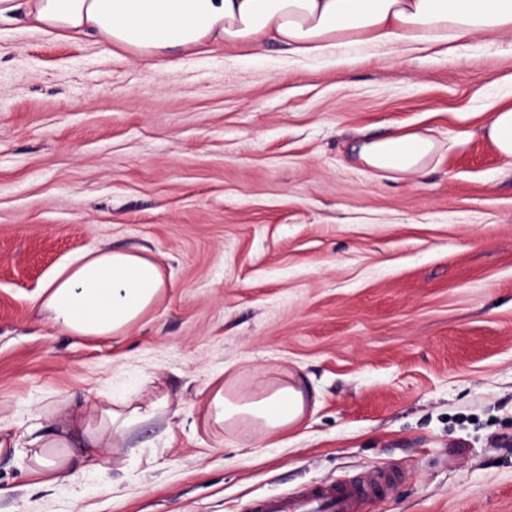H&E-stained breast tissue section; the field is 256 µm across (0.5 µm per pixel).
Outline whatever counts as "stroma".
<instances>
[{
    "label": "stroma",
    "mask_w": 512,
    "mask_h": 512,
    "mask_svg": "<svg viewBox=\"0 0 512 512\" xmlns=\"http://www.w3.org/2000/svg\"><path fill=\"white\" fill-rule=\"evenodd\" d=\"M355 56L150 61L0 22V416L170 401L124 447L73 438L79 495L1 457L0 512H243L378 461L401 482L365 512H512V159L482 131L512 103V34ZM405 131L441 144L421 175L358 161ZM103 244L155 256L165 293L120 337L35 315ZM267 379L304 391L297 427L206 423L211 383Z\"/></svg>",
    "instance_id": "stroma-1"
}]
</instances>
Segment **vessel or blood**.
<instances>
[{
    "mask_svg": "<svg viewBox=\"0 0 512 512\" xmlns=\"http://www.w3.org/2000/svg\"><path fill=\"white\" fill-rule=\"evenodd\" d=\"M396 481L387 465H372L357 478L310 484L274 497L251 500L247 512H364L367 501Z\"/></svg>",
    "mask_w": 512,
    "mask_h": 512,
    "instance_id": "vessel-or-blood-1",
    "label": "vessel or blood"
}]
</instances>
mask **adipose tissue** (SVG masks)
Listing matches in <instances>:
<instances>
[{
    "instance_id": "obj_1",
    "label": "adipose tissue",
    "mask_w": 512,
    "mask_h": 512,
    "mask_svg": "<svg viewBox=\"0 0 512 512\" xmlns=\"http://www.w3.org/2000/svg\"><path fill=\"white\" fill-rule=\"evenodd\" d=\"M31 24L46 34L69 31L151 58L174 48L252 45L272 38L309 59L343 60L362 46L399 44L414 52L451 38L512 33V0H0V22ZM439 149L422 132L389 134L356 147L367 167L400 177L422 174ZM166 288L162 268L143 250L98 247L62 266L35 300L39 312L74 336L124 334ZM167 396L105 402L67 398L56 408L58 430L30 418L22 431L0 417V455L26 461L35 487H79L81 469L65 453L79 428L90 448L127 442L143 423L165 414ZM301 390L285 380L250 396L216 384L207 418L224 427L277 432L304 414Z\"/></svg>"
}]
</instances>
